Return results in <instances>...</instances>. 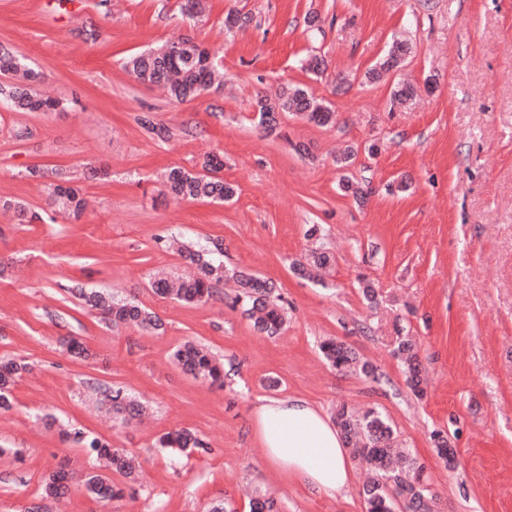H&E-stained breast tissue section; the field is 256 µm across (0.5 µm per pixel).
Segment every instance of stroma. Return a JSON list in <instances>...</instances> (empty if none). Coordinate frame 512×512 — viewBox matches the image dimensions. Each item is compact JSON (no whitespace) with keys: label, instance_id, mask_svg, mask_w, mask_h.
Here are the masks:
<instances>
[{"label":"stroma","instance_id":"obj_1","mask_svg":"<svg viewBox=\"0 0 512 512\" xmlns=\"http://www.w3.org/2000/svg\"><path fill=\"white\" fill-rule=\"evenodd\" d=\"M184 0H0V49L25 57L61 112L0 109V199L46 208L48 189L30 169L73 174L90 206L79 219L20 222L0 210V358L29 362L0 410V512H209L218 501L249 512L252 491H270L281 512H365L361 467L328 497L266 462L254 411L264 398L297 396L334 415L375 408L398 442L424 463L435 512H512V0H210L188 16ZM236 9L254 18L226 31ZM318 16L320 30L307 24ZM189 37L207 46L224 85L176 102L135 81L125 56ZM412 49L380 83L363 74L394 39ZM321 73L306 70L312 57ZM412 83L410 104L391 90ZM285 85L329 106L326 128L294 113L267 133L253 102ZM169 130L158 138L142 117ZM375 154H368V144ZM354 156L347 169L335 159ZM224 161L237 194L209 203L173 198L161 181L206 153ZM364 181L357 205L341 176ZM320 227L319 240L306 237ZM222 243L224 264L270 280L288 306L277 336L254 331L220 284L207 304L156 295L150 276H180L172 239ZM335 256L323 282L291 264L316 244ZM379 291L376 304L364 282ZM74 288H107L153 309L158 334L112 328L83 309ZM65 337L91 358L71 355ZM344 341L378 380L333 369L321 339ZM412 338L425 394L407 384L398 343ZM193 340L222 359L223 386L182 372L172 349ZM147 400L138 426L113 418L100 386ZM71 424L109 440L142 467L125 498L91 497L81 478L100 466L60 434ZM204 445L157 447L176 428ZM447 432L454 467L432 433ZM19 456H12V449ZM74 478L67 498L41 494L59 465Z\"/></svg>","mask_w":512,"mask_h":512}]
</instances>
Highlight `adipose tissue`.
Masks as SVG:
<instances>
[{
	"label": "adipose tissue",
	"mask_w": 512,
	"mask_h": 512,
	"mask_svg": "<svg viewBox=\"0 0 512 512\" xmlns=\"http://www.w3.org/2000/svg\"><path fill=\"white\" fill-rule=\"evenodd\" d=\"M263 454L292 480L333 497L347 491L353 470L340 432L317 406L298 397L271 398L255 409Z\"/></svg>",
	"instance_id": "adipose-tissue-1"
}]
</instances>
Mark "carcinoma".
<instances>
[{
  "label": "carcinoma",
  "mask_w": 512,
  "mask_h": 512,
  "mask_svg": "<svg viewBox=\"0 0 512 512\" xmlns=\"http://www.w3.org/2000/svg\"><path fill=\"white\" fill-rule=\"evenodd\" d=\"M252 22L251 16L233 10L224 16V27L229 30L242 29ZM409 51V43H393L387 55L365 72V80L371 84L379 82L397 57ZM123 67L142 83L164 85L170 98L177 102L198 98L219 85L209 51L189 37L159 49L133 54L126 58ZM0 73L9 76L8 81L0 83L1 109L8 112H53L63 108L61 100L36 89L40 74L30 69L23 57L1 53ZM416 95L414 85L400 83L392 91L391 99L403 104L413 100ZM256 107L260 124L271 132L277 125L275 115L281 112H294L322 127L336 124V113L315 101L300 86L283 89L273 100L260 96ZM223 167L218 156L208 154L203 158L199 171L191 172L179 166L167 168L164 184L178 200L228 201L235 197L237 188L219 177ZM30 174L50 180L47 201L50 212L59 211L80 218L86 209V199L70 185L65 173L56 169L50 172L35 169ZM179 251L181 257L195 269L194 274L175 281L166 277L156 278L152 281L153 291L188 305L207 303L213 297L215 285L224 281L221 244H182ZM333 263L332 253L318 246L294 261L292 268L296 274L314 279ZM232 278L240 288L236 302L242 304L243 313L254 329L268 336L279 334L286 323V311L281 299L274 295L273 285L242 270L232 272ZM71 293L89 310L96 312L107 325L132 326L142 331H155L162 327L161 319L155 312L134 300L103 290L76 288ZM319 350L329 364L338 370H357L366 377L378 379L373 366L360 361L351 348L333 337L323 339ZM397 353L407 365L409 386L416 395H423V379L415 342L402 340ZM171 357L183 372L195 378L213 383L224 382V365L205 347L193 341L188 340L175 347ZM28 371V364L22 361L0 359V409L11 407L12 388ZM103 395L112 406V411L125 420L133 419L142 412L141 403L120 388L107 387ZM335 420L345 443L352 447L354 458L373 474L361 491L365 512H433L436 497L425 475V465L411 453L393 448V429L377 410L370 408L359 414L343 406L336 411ZM62 434L105 460L106 468L121 475L126 482H138L140 472L130 458L112 448L106 440L90 436L76 427L64 430ZM433 440L437 456L449 466L454 464L456 452L448 436L437 431L433 434ZM160 443L164 447L180 450L203 446L202 440L189 429L169 432L160 439ZM85 487L89 494L98 499L117 500L123 496V489L114 485L107 475L97 472L88 474ZM41 488L47 497L66 496L70 491V473L64 468L57 469L44 479ZM251 512H279L278 501L271 496L254 497Z\"/></svg>",
  "instance_id": "cac0c4a2"
}]
</instances>
